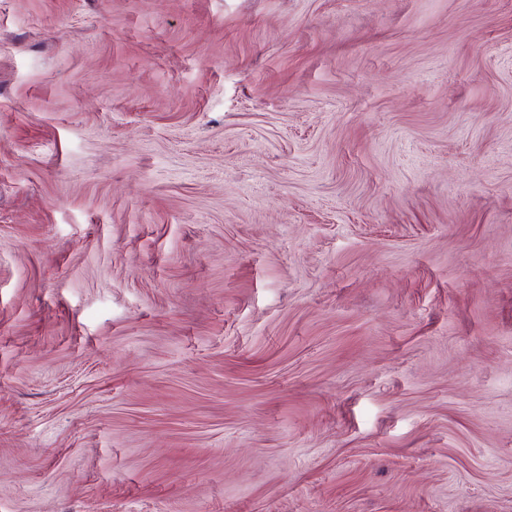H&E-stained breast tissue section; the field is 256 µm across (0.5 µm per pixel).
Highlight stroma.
<instances>
[{"label": "stroma", "mask_w": 512, "mask_h": 512, "mask_svg": "<svg viewBox=\"0 0 512 512\" xmlns=\"http://www.w3.org/2000/svg\"><path fill=\"white\" fill-rule=\"evenodd\" d=\"M0 512H512V0H0Z\"/></svg>", "instance_id": "35a3bbf8"}]
</instances>
